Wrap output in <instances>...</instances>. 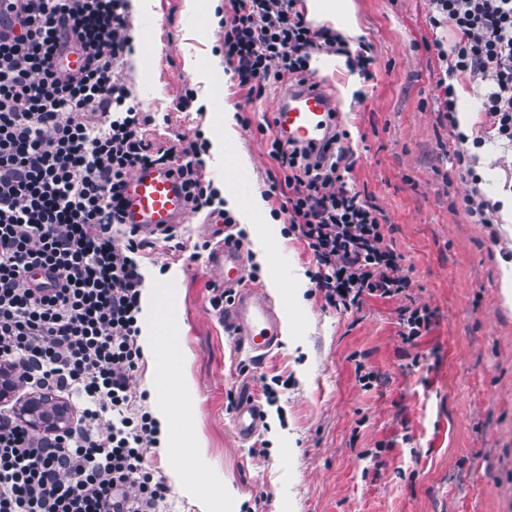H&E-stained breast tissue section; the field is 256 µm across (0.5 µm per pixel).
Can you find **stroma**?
Segmentation results:
<instances>
[{
	"label": "stroma",
	"mask_w": 512,
	"mask_h": 512,
	"mask_svg": "<svg viewBox=\"0 0 512 512\" xmlns=\"http://www.w3.org/2000/svg\"><path fill=\"white\" fill-rule=\"evenodd\" d=\"M369 45L367 73L345 57L318 55L315 77L336 98L338 122L352 153L348 182L387 221L386 242L409 268L405 294L370 297L340 311L308 282L302 304L272 300L291 330L263 361L240 350L209 304L216 277L207 266V213L190 214L179 242L156 241L136 254L144 280L168 286L167 310L178 339L186 399L177 411L188 430L185 467L199 492L172 486V464L159 447L145 462L170 491L159 512H229L232 486L239 512H512V306L500 277L512 266V223H472L470 184L453 161L455 145L437 112L441 62L433 46L428 0H350ZM217 21L186 12L185 0H151L147 15L129 13L145 35V63L125 78L150 122L155 146L211 139L225 106L249 118L235 151L246 160L243 194L264 191L274 168L261 127L271 122L279 90L247 98L224 64ZM196 102L179 106L186 90ZM475 165L484 198L512 199V155L487 145ZM271 254L257 281L306 277L315 259L287 228H270ZM427 307L425 336L406 341L399 313ZM374 373L363 386L360 371ZM265 422L248 442L232 423V401L264 397Z\"/></svg>",
	"instance_id": "obj_1"
}]
</instances>
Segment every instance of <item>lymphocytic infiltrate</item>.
<instances>
[{
	"instance_id": "obj_1",
	"label": "lymphocytic infiltrate",
	"mask_w": 512,
	"mask_h": 512,
	"mask_svg": "<svg viewBox=\"0 0 512 512\" xmlns=\"http://www.w3.org/2000/svg\"><path fill=\"white\" fill-rule=\"evenodd\" d=\"M24 2L18 17L0 12L16 29L0 39V370L27 394H74L84 408L59 437L0 406V512H157L168 488L145 466L157 426L129 394L143 356L134 256L145 241L133 229L115 237L112 227L142 166L176 165L191 211L214 207L218 193L203 174L204 144L164 148L143 137L147 118L123 75L126 0ZM297 2L230 0L224 56L247 96L309 78L313 54L346 53L342 36L313 26ZM429 8L431 26L455 34L434 43L440 111L471 184L466 212L488 224L495 207L480 192L476 151L512 150V0H429ZM63 26L91 53L76 78L51 67ZM463 79L485 116L473 136L457 118ZM347 136L333 129V147L316 154L269 135L276 171L264 195L281 200L290 230L312 251L325 300L349 311L405 293L410 279L385 242L383 215L346 180ZM37 268L53 273L51 285L26 287Z\"/></svg>"
}]
</instances>
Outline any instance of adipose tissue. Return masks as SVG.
<instances>
[{
	"label": "adipose tissue",
	"instance_id": "1",
	"mask_svg": "<svg viewBox=\"0 0 512 512\" xmlns=\"http://www.w3.org/2000/svg\"><path fill=\"white\" fill-rule=\"evenodd\" d=\"M161 301L159 289L147 288L142 292V308L152 320L151 334L147 338V354L152 358L155 368L153 403L158 421L160 445L168 456L176 462L173 470L175 483L179 490L196 493L193 480L188 479L179 464L181 445L173 435L170 400L179 395L182 381L179 372V350L169 320L160 315L158 306Z\"/></svg>",
	"mask_w": 512,
	"mask_h": 512
}]
</instances>
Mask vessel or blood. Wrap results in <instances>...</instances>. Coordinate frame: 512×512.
I'll return each instance as SVG.
<instances>
[{"instance_id":"1","label":"vessel or blood","mask_w":512,"mask_h":512,"mask_svg":"<svg viewBox=\"0 0 512 512\" xmlns=\"http://www.w3.org/2000/svg\"><path fill=\"white\" fill-rule=\"evenodd\" d=\"M86 53L75 37H68L56 56L61 76L79 75ZM336 100L322 85L285 86L272 114V129L283 140L322 146L335 122ZM190 214L181 181L168 167L137 169L125 190L124 222L140 233L185 223ZM210 269L218 271L225 287L235 295L224 311V329L238 345L256 357L276 349L283 325L267 292L246 280V253L231 240H220L207 257ZM234 430L240 440H251L262 428L265 413L255 399H244L232 410Z\"/></svg>"}]
</instances>
